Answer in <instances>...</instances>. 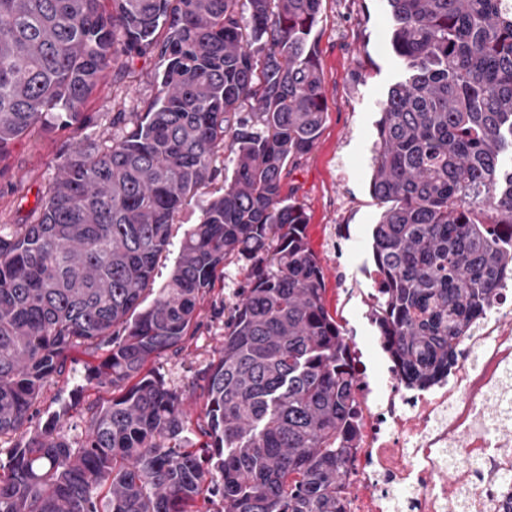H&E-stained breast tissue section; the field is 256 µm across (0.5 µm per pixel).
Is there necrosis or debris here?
<instances>
[{
    "mask_svg": "<svg viewBox=\"0 0 512 512\" xmlns=\"http://www.w3.org/2000/svg\"><path fill=\"white\" fill-rule=\"evenodd\" d=\"M512 288L503 287L483 321L458 347L452 380L426 390L406 386L395 365L368 374L365 344L350 340L358 435L344 480L343 512H447L442 473L454 469L464 512H512ZM496 410L493 428L483 425Z\"/></svg>",
    "mask_w": 512,
    "mask_h": 512,
    "instance_id": "necrosis-or-debris-1",
    "label": "necrosis or debris"
}]
</instances>
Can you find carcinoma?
Instances as JSON below:
<instances>
[{"label": "carcinoma", "mask_w": 512, "mask_h": 512, "mask_svg": "<svg viewBox=\"0 0 512 512\" xmlns=\"http://www.w3.org/2000/svg\"><path fill=\"white\" fill-rule=\"evenodd\" d=\"M0 0V157L17 139L80 126L123 61L155 55L158 92L102 150L74 145L30 224L0 225V438L32 420L78 345L105 349L90 378L117 395L65 406L0 464V512H342L354 386L325 303L306 216L283 182L324 121L313 31L322 0ZM407 73L382 103L370 193L382 211L373 313L402 379L427 388L512 277V0H387ZM224 187L180 242L152 304L180 208ZM234 260L245 285L191 414L144 367L179 350Z\"/></svg>", "instance_id": "obj_1"}]
</instances>
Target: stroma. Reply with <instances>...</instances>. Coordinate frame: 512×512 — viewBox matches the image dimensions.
Listing matches in <instances>:
<instances>
[{"label":"stroma","instance_id":"obj_1","mask_svg":"<svg viewBox=\"0 0 512 512\" xmlns=\"http://www.w3.org/2000/svg\"><path fill=\"white\" fill-rule=\"evenodd\" d=\"M390 29L386 0H323L316 45L327 109L313 149L285 180L308 217L306 237L325 272L326 306L348 336L379 333L371 309L354 291L372 285V231L380 214L369 191L376 123L389 87L403 75L389 47ZM157 63L154 57L138 59L111 73L86 102L89 122L77 135L24 137L11 145L0 159V224L34 220L37 192L51 182L71 142L97 149L112 134H124V127L113 126L112 115L145 111L157 94ZM242 283L239 264L229 265L201 301L197 325L180 350L163 353L150 365L185 396L191 421L182 438L194 448L203 442L197 427L203 419L199 375L218 358L224 322ZM100 357V351L83 345L72 350L65 374L44 388L30 431L68 404L72 410L63 431L70 439L83 438L86 408L112 398L111 387L85 379Z\"/></svg>","mask_w":512,"mask_h":512}]
</instances>
